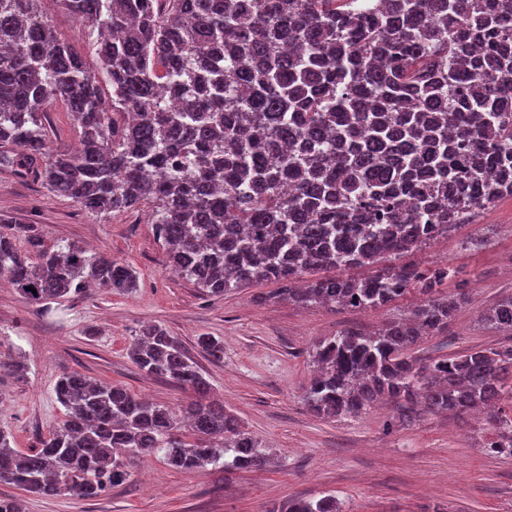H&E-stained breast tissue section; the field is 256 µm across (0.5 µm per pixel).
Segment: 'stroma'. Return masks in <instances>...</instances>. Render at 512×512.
I'll return each instance as SVG.
<instances>
[{"label":"stroma","instance_id":"1","mask_svg":"<svg viewBox=\"0 0 512 512\" xmlns=\"http://www.w3.org/2000/svg\"><path fill=\"white\" fill-rule=\"evenodd\" d=\"M40 7L58 37L94 63L95 32L59 0H42ZM0 215L41 225L49 240L112 256L129 265L139 283L129 294L91 287L39 311L0 278V351L22 353L28 364L22 379L0 371V428L12 434L14 448L39 447L63 420L53 386L67 372L120 385L175 411L194 400L190 388L141 372L130 360L133 339L153 324L180 341L209 382L211 399L270 450L265 467L229 478L211 468L182 472L160 456H145L128 483L93 499L41 497L0 484V495L17 494L24 512H271L291 497L327 494L336 497L339 512H512V455L489 451L494 433L484 419L462 424L427 414L407 423L383 403L326 419L303 400L316 341L403 316L413 296L375 311L299 307L274 298L275 283L260 281L208 297L167 273L144 212L98 216L8 170H0ZM411 260L424 268L454 267L449 289L464 280L472 296L447 330L423 340L418 356L512 345L511 335L480 320L486 308L512 294V197L499 198ZM204 333L223 339V358L198 347Z\"/></svg>","mask_w":512,"mask_h":512}]
</instances>
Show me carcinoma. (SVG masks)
Listing matches in <instances>:
<instances>
[{
	"instance_id": "carcinoma-1",
	"label": "carcinoma",
	"mask_w": 512,
	"mask_h": 512,
	"mask_svg": "<svg viewBox=\"0 0 512 512\" xmlns=\"http://www.w3.org/2000/svg\"><path fill=\"white\" fill-rule=\"evenodd\" d=\"M39 2L0 0V168L96 215L146 209L169 266L212 297L259 280L302 306L375 310L420 296L405 317L318 340L306 405L328 419L381 399L405 421L483 413L512 453L501 408L512 346L414 355L469 293H442L457 274L448 265L398 263L512 196V0H62L97 31L94 66ZM58 101L80 137L74 154L49 146ZM2 277L38 310L91 285L136 286L126 264L49 241L37 224H0ZM480 320L512 333V295ZM197 344L224 353L213 336ZM130 358L197 398L176 413L64 373L53 391L65 419L40 447L19 453L0 429V483L96 498L129 479L132 459L156 453L226 479L267 464L266 448L207 400L210 384L176 337L146 327ZM0 369L22 377L27 363L0 353ZM272 512H336V498H291Z\"/></svg>"
}]
</instances>
